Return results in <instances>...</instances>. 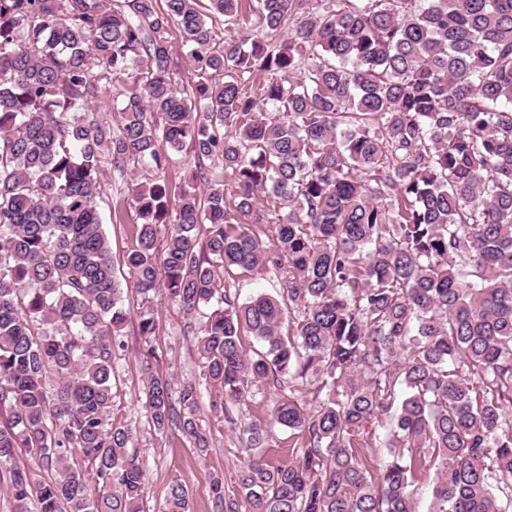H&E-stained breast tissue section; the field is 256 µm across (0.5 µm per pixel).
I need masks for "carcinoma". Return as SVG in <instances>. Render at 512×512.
I'll use <instances>...</instances> for the list:
<instances>
[{
  "label": "carcinoma",
  "instance_id": "carcinoma-1",
  "mask_svg": "<svg viewBox=\"0 0 512 512\" xmlns=\"http://www.w3.org/2000/svg\"><path fill=\"white\" fill-rule=\"evenodd\" d=\"M209 3L0 0L15 512H145L138 452L109 421L128 311L96 201L105 167L131 164L151 174L130 179L123 256L146 354L162 295L197 337L210 409L273 389L271 419L297 436L273 464L262 422L237 427L250 512H418L423 481L427 512H512V0ZM110 76L132 83L114 128L90 115ZM183 151L195 171L174 190ZM246 273L282 292L240 299ZM200 395L151 373L143 407L202 457ZM210 489L212 512H238L221 478ZM162 512H191L185 484Z\"/></svg>",
  "mask_w": 512,
  "mask_h": 512
}]
</instances>
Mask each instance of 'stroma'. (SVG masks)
<instances>
[{"mask_svg": "<svg viewBox=\"0 0 512 512\" xmlns=\"http://www.w3.org/2000/svg\"><path fill=\"white\" fill-rule=\"evenodd\" d=\"M127 183V177L107 173L98 200L111 256L117 264L133 244L127 227L137 221L134 209L125 201ZM157 313L161 329L155 342V359L145 360L135 333L137 322L131 319L123 331L127 348L114 363L116 384L111 420L129 429L132 444L140 456L146 474L145 512H161L169 487L178 478L188 486L192 512H212L210 478L217 473L224 477L225 497L238 501V512H248L249 506L241 502L235 481L246 454L233 432L232 423L237 419L245 420L250 414L266 417L268 410L254 407L244 411L233 406L228 413L217 414L209 407H201L200 423L212 438V447L203 458L179 436L157 437L143 409V385L148 373L167 376L175 388L186 382L195 383L206 400L216 393L215 387L203 375L192 340L183 334L185 317L180 307L162 297L158 300Z\"/></svg>", "mask_w": 512, "mask_h": 512, "instance_id": "obj_1", "label": "stroma"}]
</instances>
